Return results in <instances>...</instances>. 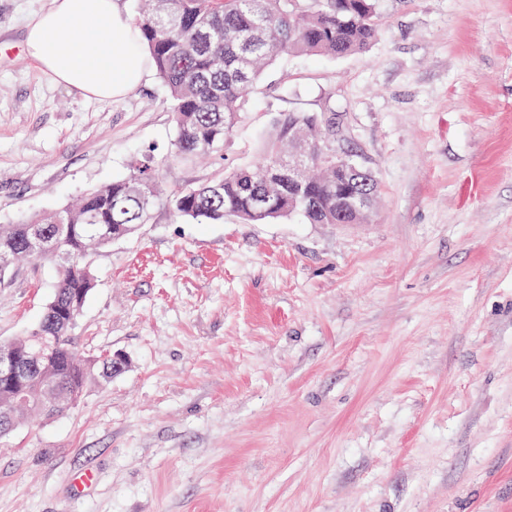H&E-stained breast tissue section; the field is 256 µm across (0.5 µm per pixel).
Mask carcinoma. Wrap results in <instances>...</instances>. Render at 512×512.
<instances>
[{
  "label": "carcinoma",
  "mask_w": 512,
  "mask_h": 512,
  "mask_svg": "<svg viewBox=\"0 0 512 512\" xmlns=\"http://www.w3.org/2000/svg\"><path fill=\"white\" fill-rule=\"evenodd\" d=\"M384 16L381 0H145L135 21L140 42L168 90L176 124L170 157L212 153L237 119L245 92L275 60L304 53L342 57L366 48L376 38ZM300 138L321 153L336 152V123L323 113L302 108L288 112L268 140L254 168L224 172V177L173 192L169 205L179 217L200 223L233 216L245 224H263L290 211L310 224L336 223V169L312 166L308 192L288 209V170L276 160L287 156ZM155 167L146 161L130 178L89 192L65 210L21 224L0 225V256L18 260L30 225L67 224L62 249L72 256L60 262L53 300L82 305L93 287L84 262L89 250L129 235L142 223L156 197ZM268 189L272 208L255 212V195ZM21 352L35 357L68 391L57 414L70 410L88 381L112 374L109 360L81 358L63 326L38 323L18 338ZM31 401L15 414L37 411L43 385L30 383Z\"/></svg>",
  "instance_id": "carcinoma-1"
}]
</instances>
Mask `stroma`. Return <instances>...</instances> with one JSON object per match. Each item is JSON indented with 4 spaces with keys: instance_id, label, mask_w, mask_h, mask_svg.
Instances as JSON below:
<instances>
[{
    "instance_id": "obj_1",
    "label": "stroma",
    "mask_w": 512,
    "mask_h": 512,
    "mask_svg": "<svg viewBox=\"0 0 512 512\" xmlns=\"http://www.w3.org/2000/svg\"><path fill=\"white\" fill-rule=\"evenodd\" d=\"M51 4L0 0V224L147 160L158 197L89 253L69 331L127 367L0 437V512H512V0H383L368 48L278 61L202 159L171 158L157 73L101 100L26 55ZM296 108L335 113L337 149L375 172L368 223L173 213ZM58 271L0 274V342Z\"/></svg>"
}]
</instances>
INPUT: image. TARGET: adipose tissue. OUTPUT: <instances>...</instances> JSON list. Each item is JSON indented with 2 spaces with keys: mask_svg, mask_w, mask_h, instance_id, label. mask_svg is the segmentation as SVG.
I'll return each mask as SVG.
<instances>
[{
  "mask_svg": "<svg viewBox=\"0 0 512 512\" xmlns=\"http://www.w3.org/2000/svg\"><path fill=\"white\" fill-rule=\"evenodd\" d=\"M115 0H53L27 25V55L81 94L114 99L140 85L150 54Z\"/></svg>",
  "mask_w": 512,
  "mask_h": 512,
  "instance_id": "obj_1",
  "label": "adipose tissue"
}]
</instances>
